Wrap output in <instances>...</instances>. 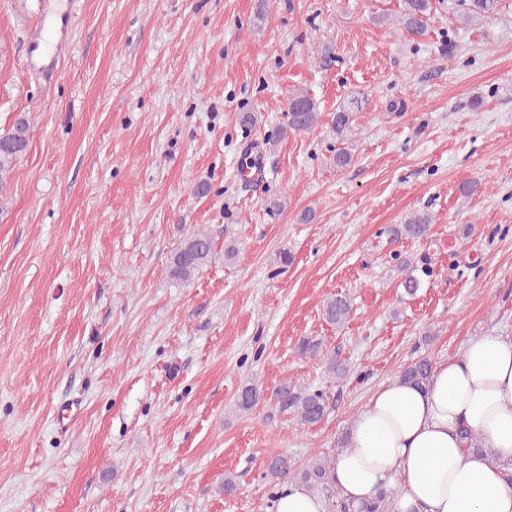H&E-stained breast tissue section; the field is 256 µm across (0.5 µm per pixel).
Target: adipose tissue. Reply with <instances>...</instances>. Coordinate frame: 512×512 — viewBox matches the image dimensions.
Returning <instances> with one entry per match:
<instances>
[{
  "instance_id": "ef3b65f1",
  "label": "adipose tissue",
  "mask_w": 512,
  "mask_h": 512,
  "mask_svg": "<svg viewBox=\"0 0 512 512\" xmlns=\"http://www.w3.org/2000/svg\"><path fill=\"white\" fill-rule=\"evenodd\" d=\"M332 477L352 512L383 490L389 512H512V336L471 338L428 386L378 385Z\"/></svg>"
}]
</instances>
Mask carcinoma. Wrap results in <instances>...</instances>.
Masks as SVG:
<instances>
[{"mask_svg": "<svg viewBox=\"0 0 512 512\" xmlns=\"http://www.w3.org/2000/svg\"><path fill=\"white\" fill-rule=\"evenodd\" d=\"M500 0H457V7L463 11L466 22L482 20L494 15L499 9ZM435 11L433 0H403V9L399 17L402 29L411 36H419L426 32L431 15ZM288 116L286 128L282 132L293 131L306 133L319 122L318 106L310 95L304 91H295L288 95L284 102ZM363 112V99L351 96L343 100L336 109L332 128L336 140L345 141L352 131L357 115ZM29 145V122L20 116L7 131L0 133V185L14 170L18 160L25 154ZM432 225L431 216L427 213H412L402 224L388 229L391 242L403 239L419 240L426 237ZM214 244L211 238L202 232L190 234L175 251L170 262L171 277L188 280L200 271L212 258ZM404 272L401 285L409 296L417 294L423 284V278L432 276L433 269L422 264L417 266L408 259L400 263ZM351 300L345 294H336L326 300L323 305L324 319L336 327L343 326L350 316ZM298 350L303 356L320 357L327 361L328 370L335 376L344 378L349 373L347 365L336 360V356L323 352L322 343L313 339H304ZM433 363L424 356L401 370L399 379L407 384L423 386L430 382ZM265 393L258 386L248 383L241 387L236 406L242 411H250L261 401ZM281 412L291 411L304 425H313L321 421L329 410V395L321 390H309L287 380L275 388L270 398ZM332 459L320 457L313 460L305 469L295 473L286 456H275L267 461V476L275 480L295 479L309 490L317 489L327 496L329 512H347L343 503L336 502L331 477Z\"/></svg>", "mask_w": 512, "mask_h": 512, "instance_id": "obj_1", "label": "carcinoma"}]
</instances>
